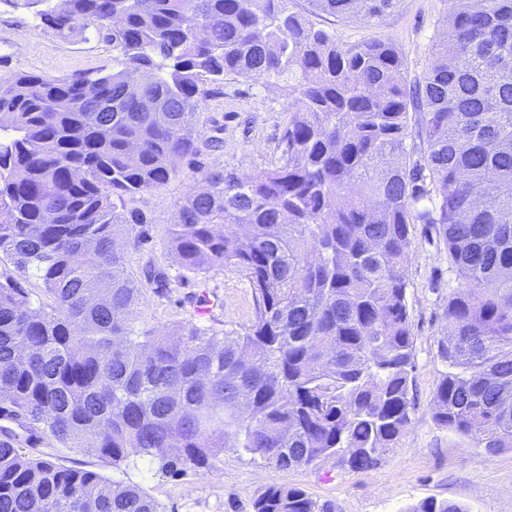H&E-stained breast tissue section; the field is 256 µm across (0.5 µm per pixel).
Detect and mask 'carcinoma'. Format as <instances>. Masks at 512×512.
Segmentation results:
<instances>
[{"mask_svg": "<svg viewBox=\"0 0 512 512\" xmlns=\"http://www.w3.org/2000/svg\"><path fill=\"white\" fill-rule=\"evenodd\" d=\"M0 0L65 38L93 29L110 72L0 78V255L41 281L38 308L0 280V512H164L143 487L32 458L50 440L177 477L234 448L282 469L328 458L366 471L405 434L415 336L413 225L468 283L448 297L435 420L489 453L512 449V0H452L422 79L389 41L346 45L288 0ZM402 0H310L379 19ZM288 87L278 162L247 179L201 172L177 205L182 268L250 282L240 331L137 329L128 201L205 142L224 77ZM253 512H330L270 486ZM411 512H462L428 499Z\"/></svg>", "mask_w": 512, "mask_h": 512, "instance_id": "cac0c4a2", "label": "carcinoma"}]
</instances>
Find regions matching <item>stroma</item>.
<instances>
[{
  "instance_id": "obj_1",
  "label": "stroma",
  "mask_w": 512,
  "mask_h": 512,
  "mask_svg": "<svg viewBox=\"0 0 512 512\" xmlns=\"http://www.w3.org/2000/svg\"><path fill=\"white\" fill-rule=\"evenodd\" d=\"M450 8V0H402L398 8L372 21L325 14L313 21L349 45L375 39L393 42L403 54L409 78L419 79L434 60V45L445 31ZM112 57L111 43L96 32L64 39L33 12L0 9V75L108 72ZM288 102L283 85L225 81L223 94L204 102L196 116L201 138L219 139L220 147L206 145L195 159L177 160L175 177L134 199V207L145 212L149 222L141 246L125 252L126 270L139 280L152 264L170 278L169 288L160 293L144 286L133 316L136 328L169 331L193 323L221 331L251 324L255 302L247 279L219 267L204 274L184 270L170 250V228L179 201L198 189L199 171L227 170L245 177L279 159ZM406 276L415 336L416 406L407 431L377 466L354 472L326 459L288 470L228 448L216 466L176 478L142 460L129 469V481L144 487L164 512H252L254 498L272 485L303 489L332 512H407L426 499L457 504L464 512H512V449L488 453L433 416L431 399L447 370L438 352L443 312L452 291L463 282L450 268L444 244L421 224L413 229Z\"/></svg>"
}]
</instances>
